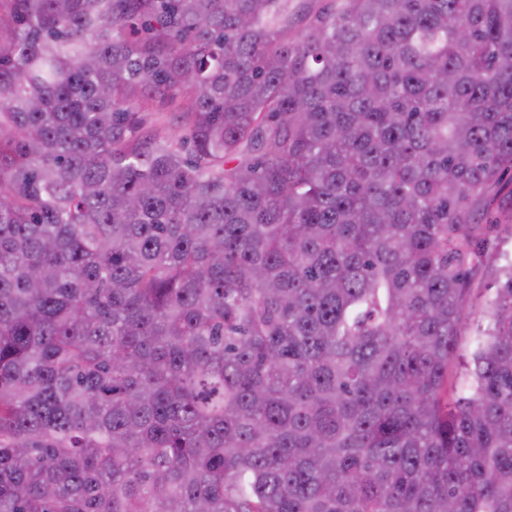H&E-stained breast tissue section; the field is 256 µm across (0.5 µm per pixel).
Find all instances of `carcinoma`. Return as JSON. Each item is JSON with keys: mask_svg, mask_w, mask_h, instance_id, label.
<instances>
[{"mask_svg": "<svg viewBox=\"0 0 512 512\" xmlns=\"http://www.w3.org/2000/svg\"><path fill=\"white\" fill-rule=\"evenodd\" d=\"M506 169L512 0H0V512H512ZM177 112L167 103H155L150 112H146V123L144 130L155 131L169 129L175 126ZM493 247L484 255L471 279L472 290L485 298L495 294L498 287L497 269L505 258H512V224H500L492 230Z\"/></svg>", "mask_w": 512, "mask_h": 512, "instance_id": "1", "label": "carcinoma"}]
</instances>
